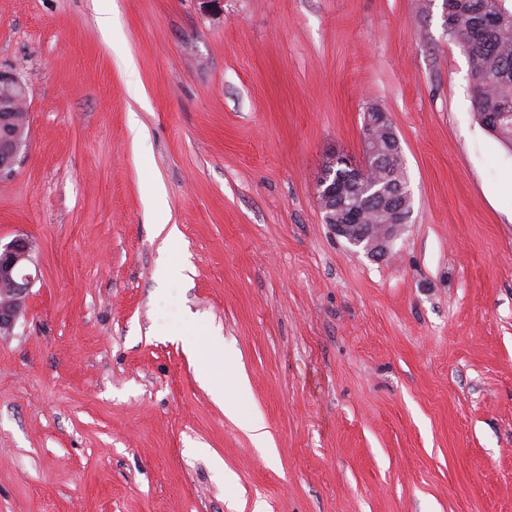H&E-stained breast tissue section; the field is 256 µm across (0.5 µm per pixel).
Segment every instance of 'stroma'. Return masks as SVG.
Instances as JSON below:
<instances>
[{
  "instance_id": "1",
  "label": "stroma",
  "mask_w": 512,
  "mask_h": 512,
  "mask_svg": "<svg viewBox=\"0 0 512 512\" xmlns=\"http://www.w3.org/2000/svg\"><path fill=\"white\" fill-rule=\"evenodd\" d=\"M0 69L31 110L0 241L39 271L0 335V512H512V152L443 0H0ZM371 107L412 192L379 259L317 194ZM224 371H226L225 359L219 353H214L203 375V381L211 388L214 399L222 404L224 403Z\"/></svg>"
}]
</instances>
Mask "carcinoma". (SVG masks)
Segmentation results:
<instances>
[{
    "instance_id": "cac0c4a2",
    "label": "carcinoma",
    "mask_w": 512,
    "mask_h": 512,
    "mask_svg": "<svg viewBox=\"0 0 512 512\" xmlns=\"http://www.w3.org/2000/svg\"><path fill=\"white\" fill-rule=\"evenodd\" d=\"M448 36L466 56L472 103L477 120L486 131L512 149V0H446ZM376 142L389 158L373 172L376 180L408 184L403 159L384 135ZM329 181L336 185L331 214L340 223L352 210L365 211L364 223L387 224L388 210L372 209L362 196L352 170L336 162Z\"/></svg>"
}]
</instances>
